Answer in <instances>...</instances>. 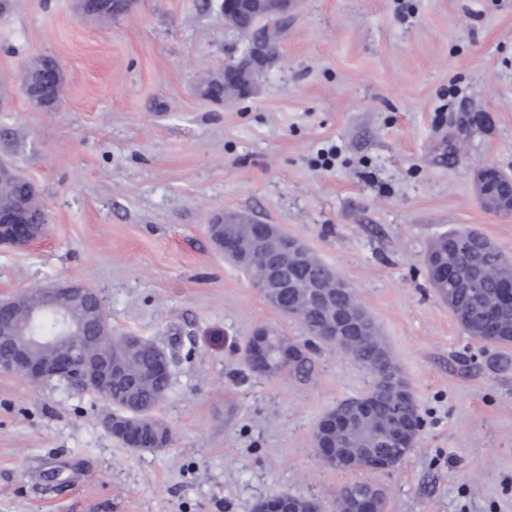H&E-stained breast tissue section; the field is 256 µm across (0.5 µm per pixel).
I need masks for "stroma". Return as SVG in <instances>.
Here are the masks:
<instances>
[{"label": "stroma", "mask_w": 512, "mask_h": 512, "mask_svg": "<svg viewBox=\"0 0 512 512\" xmlns=\"http://www.w3.org/2000/svg\"><path fill=\"white\" fill-rule=\"evenodd\" d=\"M243 44L220 0H135L111 21L13 0L0 19V160L49 215L37 242L0 244V300L78 280L113 331L174 353L159 451L113 438L96 394L0 373V512H253L281 493L336 512L355 482L383 488L386 512H512V344L471 340L425 268L455 229L512 255V215L476 189L484 165L512 175V0H298L252 96H201ZM45 56L64 73L52 112L19 89ZM225 211L352 285L423 419L401 464L318 456V423L372 378L214 246ZM260 328L309 344V373L254 372Z\"/></svg>", "instance_id": "1"}]
</instances>
